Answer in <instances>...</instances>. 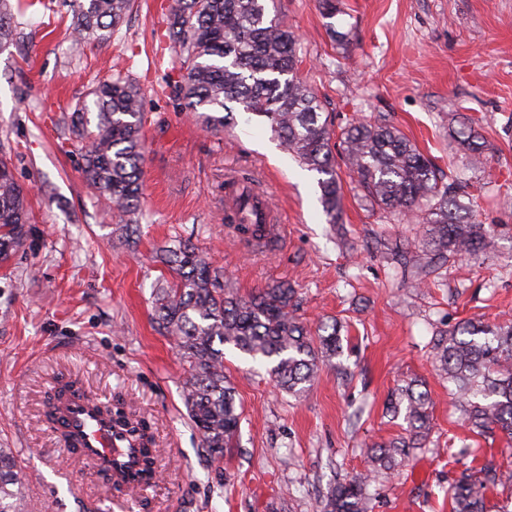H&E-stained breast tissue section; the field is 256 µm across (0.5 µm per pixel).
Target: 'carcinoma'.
I'll use <instances>...</instances> for the list:
<instances>
[{"label": "carcinoma", "instance_id": "cac0c4a2", "mask_svg": "<svg viewBox=\"0 0 512 512\" xmlns=\"http://www.w3.org/2000/svg\"><path fill=\"white\" fill-rule=\"evenodd\" d=\"M132 0H72L71 26L78 45L108 39L124 21ZM274 0H175L168 37L180 49L178 94L186 111L209 131H222L233 109L264 120L282 149L319 175L320 203L327 223H336L343 191L336 172L340 149L349 174L372 211L398 214L422 225L421 239L410 245L403 267L420 283L449 260L487 252L497 234L469 219L463 202L467 186L447 176L391 122L353 119L334 134L322 121L317 95L297 75L298 38L271 13ZM10 0H0V46L19 39L12 25ZM98 122L89 129L88 110L72 112V133L92 193L111 212L135 216L145 162L140 89L118 77L92 91ZM468 163L486 162V145L472 129L459 132ZM338 144H332V139ZM31 221L28 194L19 185L10 159L0 157V263L8 262L25 241ZM162 262L172 279L155 290L154 314L164 334L174 339L188 365L184 401L213 464L237 443L242 411L224 374L230 345L254 360L273 363L271 373L288 393L300 396L313 385L319 362L342 351L337 323L311 332L297 316L296 291L283 283L241 297L224 292V281L193 246L164 249ZM441 377L453 385L463 422L477 435L497 430L512 438V322L470 319L441 330L433 339ZM425 382L409 379L388 405L403 417L406 435L371 445L373 468L353 472L336 483L321 512H371L373 474L392 470L397 457L423 448L431 430L433 402ZM142 440L133 478L152 477L155 458L144 425L115 419ZM512 483V473L491 463L478 476L462 475L451 488V512H490L486 493ZM16 459L0 448V512H25Z\"/></svg>", "mask_w": 512, "mask_h": 512}]
</instances>
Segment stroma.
Here are the masks:
<instances>
[{
	"instance_id": "stroma-1",
	"label": "stroma",
	"mask_w": 512,
	"mask_h": 512,
	"mask_svg": "<svg viewBox=\"0 0 512 512\" xmlns=\"http://www.w3.org/2000/svg\"><path fill=\"white\" fill-rule=\"evenodd\" d=\"M69 2L15 13L22 36L0 51V151L33 212L23 247L0 266V448L12 450L32 512H319L330 485L368 469L369 444L403 436L387 401L408 377L425 381L433 427L426 447L378 473L372 512H450L449 485L466 468L512 470V440L463 426L432 351L437 331L464 320H512V0H339L332 18L319 0H277L331 129L354 116L389 119L444 172L468 179L474 221L497 227L493 250L449 262L423 285L369 247L376 235L418 239L420 225L373 215L347 179L341 219L327 223L316 173L261 118L234 113V128L216 134L186 112L166 37L173 0H137L109 39L80 52ZM116 75L143 98L133 248L87 186L69 127L75 106ZM464 122L487 145L483 168L469 167L453 138ZM231 177L272 196L279 221L267 245L225 223ZM181 241L222 270L226 292L284 282L308 328L341 327L342 353L300 397L276 387L269 365L225 347L243 414L237 446L217 466L184 404L186 364L152 316L153 290L170 275L156 253ZM69 380L145 422L156 448L149 485L114 492L74 461L45 416ZM452 447L470 453L453 458Z\"/></svg>"
}]
</instances>
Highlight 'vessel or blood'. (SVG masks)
Wrapping results in <instances>:
<instances>
[{"label": "vessel or blood", "instance_id": "b4317fda", "mask_svg": "<svg viewBox=\"0 0 512 512\" xmlns=\"http://www.w3.org/2000/svg\"><path fill=\"white\" fill-rule=\"evenodd\" d=\"M227 223L272 224L276 218L267 194L246 191L243 184H227L224 190ZM56 412L76 447L79 459L91 461L94 470L111 485L125 488L127 475L138 455V445L121 435L97 401L85 395H68Z\"/></svg>", "mask_w": 512, "mask_h": 512}]
</instances>
